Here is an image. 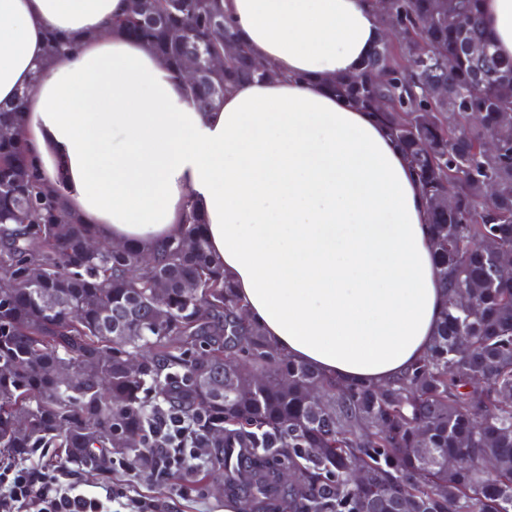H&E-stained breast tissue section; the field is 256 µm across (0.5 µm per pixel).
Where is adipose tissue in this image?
Listing matches in <instances>:
<instances>
[{
    "label": "adipose tissue",
    "instance_id": "adipose-tissue-1",
    "mask_svg": "<svg viewBox=\"0 0 512 512\" xmlns=\"http://www.w3.org/2000/svg\"><path fill=\"white\" fill-rule=\"evenodd\" d=\"M126 0H0V102L25 87L24 148L106 240L177 237L187 199L248 318L288 358L383 385L428 352L446 302L414 167L358 73L378 0H224L237 42L274 71L199 111L139 41L109 30ZM512 56V0H483ZM55 30L76 49L49 57Z\"/></svg>",
    "mask_w": 512,
    "mask_h": 512
}]
</instances>
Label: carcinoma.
Wrapping results in <instances>:
<instances>
[{
  "instance_id": "obj_1",
  "label": "carcinoma",
  "mask_w": 512,
  "mask_h": 512,
  "mask_svg": "<svg viewBox=\"0 0 512 512\" xmlns=\"http://www.w3.org/2000/svg\"><path fill=\"white\" fill-rule=\"evenodd\" d=\"M481 3H381L386 27L406 40L382 35L361 72L332 83L348 102L379 112L418 169L448 297L430 352L383 386L327 378L239 320L244 301L214 263L191 198L181 235L156 252L88 253L95 227L72 214L59 230L65 199L14 137L34 87L0 104V130L10 132L0 134V457L59 448L82 470L108 473L122 462L151 474L158 459L147 437L161 398L207 438L208 469L228 471L233 449L242 467L225 476L226 491L245 493L251 512H392L399 498L415 512H512V402L501 399L512 392V270H496L480 249L493 236L512 250V137L494 156L483 151L488 132L512 117V57L497 50ZM215 21H224V0H128L111 27L178 75L185 49L206 60ZM465 41L485 44L494 74L482 83L467 57L451 70L444 63ZM251 62L242 47L186 92L209 112L222 90L267 78ZM429 81L447 84L448 98L428 99ZM488 179L501 188L491 201ZM448 189L455 208L442 212L434 199ZM33 266L42 269L36 282ZM157 278L168 284L161 299L151 288ZM188 280L199 284L192 295L181 288ZM460 293L470 307L459 306ZM144 348L151 356L132 375L128 364ZM66 364L68 383L58 379ZM259 372L269 384L237 389ZM314 390L328 397L320 414L309 402ZM486 457L498 463L491 474L479 467ZM358 465L369 472L365 488L348 482ZM284 466L299 471L297 484L279 481Z\"/></svg>"
}]
</instances>
